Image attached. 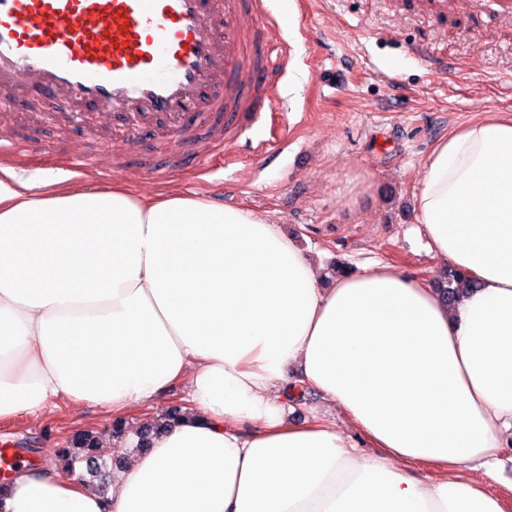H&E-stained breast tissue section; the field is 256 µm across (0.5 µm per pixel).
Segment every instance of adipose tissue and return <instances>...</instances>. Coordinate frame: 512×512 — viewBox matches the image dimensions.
Masks as SVG:
<instances>
[{
    "label": "adipose tissue",
    "mask_w": 512,
    "mask_h": 512,
    "mask_svg": "<svg viewBox=\"0 0 512 512\" xmlns=\"http://www.w3.org/2000/svg\"><path fill=\"white\" fill-rule=\"evenodd\" d=\"M414 197L428 251L477 282L455 303L379 262L324 285L249 209L0 169V420L60 400L126 416L181 381L191 402L106 493L22 465L0 512H505L512 114L441 139ZM312 388L370 451L294 419ZM497 481L493 486L503 496L505 511L512 512V492L509 485L512 484V447L505 448L496 466Z\"/></svg>",
    "instance_id": "adipose-tissue-1"
}]
</instances>
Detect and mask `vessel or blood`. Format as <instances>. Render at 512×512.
<instances>
[{
  "label": "vessel or blood",
  "instance_id": "obj_1",
  "mask_svg": "<svg viewBox=\"0 0 512 512\" xmlns=\"http://www.w3.org/2000/svg\"><path fill=\"white\" fill-rule=\"evenodd\" d=\"M262 0H0V114L86 130L144 168L240 143L275 99Z\"/></svg>",
  "mask_w": 512,
  "mask_h": 512
}]
</instances>
